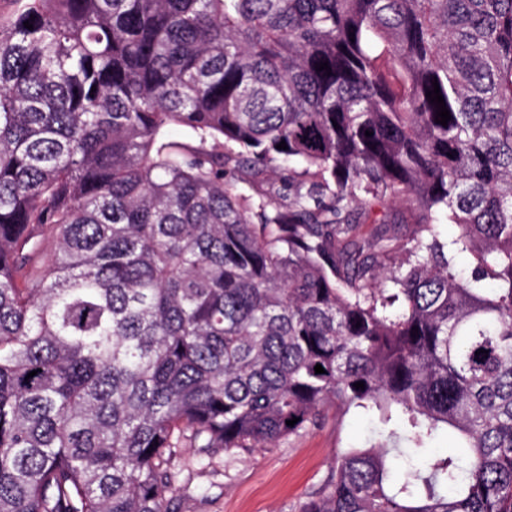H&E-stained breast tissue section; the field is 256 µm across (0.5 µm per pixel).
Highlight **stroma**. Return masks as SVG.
Wrapping results in <instances>:
<instances>
[{
    "instance_id": "1",
    "label": "stroma",
    "mask_w": 512,
    "mask_h": 512,
    "mask_svg": "<svg viewBox=\"0 0 512 512\" xmlns=\"http://www.w3.org/2000/svg\"><path fill=\"white\" fill-rule=\"evenodd\" d=\"M372 428L357 411H332L320 426L276 447L231 457L219 452L204 469L197 463V449H177L176 512H296L319 489L337 452L366 447Z\"/></svg>"
}]
</instances>
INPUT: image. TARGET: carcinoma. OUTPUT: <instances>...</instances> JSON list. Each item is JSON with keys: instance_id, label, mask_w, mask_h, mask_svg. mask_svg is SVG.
<instances>
[{"instance_id": "carcinoma-1", "label": "carcinoma", "mask_w": 512, "mask_h": 512, "mask_svg": "<svg viewBox=\"0 0 512 512\" xmlns=\"http://www.w3.org/2000/svg\"><path fill=\"white\" fill-rule=\"evenodd\" d=\"M333 405L377 441L298 512H512V0L0 18V512H174L175 449Z\"/></svg>"}]
</instances>
